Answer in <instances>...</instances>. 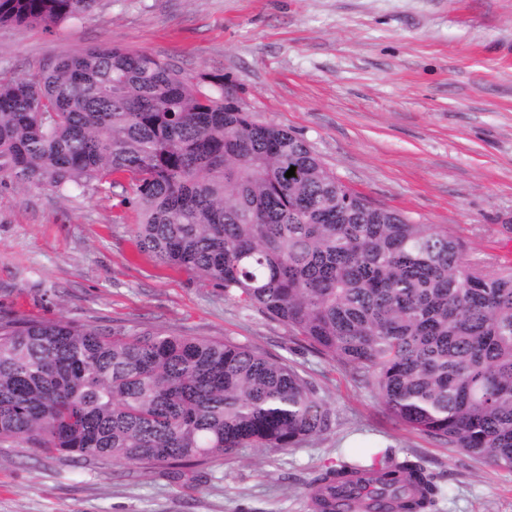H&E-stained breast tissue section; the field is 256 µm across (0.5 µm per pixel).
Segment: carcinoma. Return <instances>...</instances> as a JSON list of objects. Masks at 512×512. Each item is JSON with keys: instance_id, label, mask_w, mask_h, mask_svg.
<instances>
[{"instance_id": "obj_1", "label": "carcinoma", "mask_w": 512, "mask_h": 512, "mask_svg": "<svg viewBox=\"0 0 512 512\" xmlns=\"http://www.w3.org/2000/svg\"><path fill=\"white\" fill-rule=\"evenodd\" d=\"M98 0H0V25L51 27ZM295 167V175L286 172ZM128 175L136 246L349 364L388 414L512 469V267L466 261L448 228L374 205L304 138L255 122L224 75L117 46L0 77V188L59 196ZM332 411L284 357L160 331L0 318V446L205 472L285 451ZM443 489L384 450L325 466L313 512H434Z\"/></svg>"}]
</instances>
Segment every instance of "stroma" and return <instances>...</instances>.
Segmentation results:
<instances>
[{"label":"stroma","instance_id":"obj_1","mask_svg":"<svg viewBox=\"0 0 512 512\" xmlns=\"http://www.w3.org/2000/svg\"><path fill=\"white\" fill-rule=\"evenodd\" d=\"M105 44L223 74L256 122L304 137L373 204L447 227L470 262L512 265V0H101L50 29L0 26V72ZM132 194L126 178L65 197L0 190V316L256 347L288 358L334 423L285 451L242 449L201 486L0 447V512H311L324 465L387 448L434 474L438 512H512V469L396 423L350 366L138 252Z\"/></svg>","mask_w":512,"mask_h":512}]
</instances>
